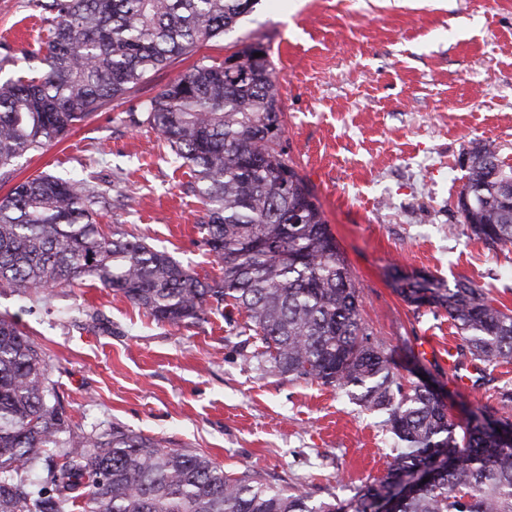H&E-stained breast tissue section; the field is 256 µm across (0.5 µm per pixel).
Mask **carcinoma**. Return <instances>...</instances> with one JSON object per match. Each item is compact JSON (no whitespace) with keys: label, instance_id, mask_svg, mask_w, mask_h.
Listing matches in <instances>:
<instances>
[{"label":"carcinoma","instance_id":"obj_1","mask_svg":"<svg viewBox=\"0 0 512 512\" xmlns=\"http://www.w3.org/2000/svg\"><path fill=\"white\" fill-rule=\"evenodd\" d=\"M257 2L37 0L49 40L30 54H43L45 68L0 78V182L200 42L233 31ZM233 56L237 70L198 64L144 104L146 122L190 170L197 224L220 279L203 282L146 240L105 232L97 217L112 208L106 195L78 174L44 173L0 199V287L25 297L90 281L176 326L241 310L239 334L261 344L272 370L333 386L386 415L390 469L346 504L315 502L121 426L77 431L43 351L0 316V512H373L380 499L393 512H512V390L501 392L500 410L462 424L431 386L404 385L393 354L362 321L360 291L308 181L285 158L267 48L252 42ZM464 178L461 223L489 246L511 247L512 168L476 142ZM393 288L417 310L448 315L475 382L512 361V310L485 288L404 275ZM428 467L433 482L394 494L403 477Z\"/></svg>","mask_w":512,"mask_h":512}]
</instances>
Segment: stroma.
<instances>
[{"instance_id": "1", "label": "stroma", "mask_w": 512, "mask_h": 512, "mask_svg": "<svg viewBox=\"0 0 512 512\" xmlns=\"http://www.w3.org/2000/svg\"><path fill=\"white\" fill-rule=\"evenodd\" d=\"M47 37L36 0H0V76L40 69L30 51ZM255 41L274 69L287 157L350 265L364 323L400 355L405 382L435 383L456 418L496 406L498 390L512 389V364L459 388L447 363L404 357L422 337L444 347L456 334L445 313L406 304L390 273L466 278L512 309V250L469 237L457 213L459 162L473 142L512 167V0H258L232 32L21 161L18 180L91 173L96 190L123 200L103 224L219 279L190 171L172 162L143 105L193 65ZM1 314L41 347L84 431L118 424L317 501H349L387 471L392 439L379 416L335 387L272 371L222 314L159 324L87 284L28 298L0 288Z\"/></svg>"}]
</instances>
